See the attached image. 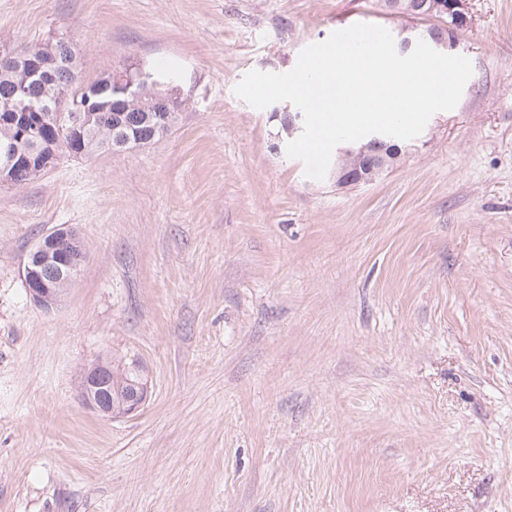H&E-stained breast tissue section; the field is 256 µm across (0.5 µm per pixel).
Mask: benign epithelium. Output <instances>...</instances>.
<instances>
[{
  "instance_id": "7a95c632",
  "label": "benign epithelium",
  "mask_w": 512,
  "mask_h": 512,
  "mask_svg": "<svg viewBox=\"0 0 512 512\" xmlns=\"http://www.w3.org/2000/svg\"><path fill=\"white\" fill-rule=\"evenodd\" d=\"M432 9L448 15V21L443 23L448 29L461 30L470 24L467 0H437ZM401 33L403 37L396 47L400 54L405 55L411 52L414 41L420 39L418 26H404ZM0 62L18 71L24 70L26 81L52 75L51 69L61 62L73 70L77 69L73 55L60 56V49L56 45L49 46L37 58L21 55L15 46H5L0 49ZM17 92L13 101L0 107V122L16 127L19 139L27 140L31 150L20 158L10 146L0 149V182L3 184L9 183L15 166L33 165L41 149L48 148L54 156L55 148L64 139L84 140L85 134L101 123L102 113L112 106L136 109L144 96L152 92L158 103V111L162 112L161 119H167V113L177 112L181 108L178 85L173 81H164L142 67L124 68L84 85L82 99L74 105L62 96L49 100L31 98L26 94L23 83L18 86ZM63 112H73L76 116L64 137L61 136L57 120V116ZM387 148L392 152H401L393 137L372 134L368 136V142L342 151L340 164L334 173L336 185L349 186L372 181L377 169L366 170L365 159ZM83 260L84 253L78 237L64 228H56L42 236L27 254L21 269L30 298L43 307H51L59 296V289L55 285L62 281L72 282ZM47 266L54 269L55 279L52 281L42 275L41 269ZM111 379L112 369L103 364L85 371L81 384L82 401L94 410L110 416L132 414L147 402L149 386L140 383L130 393L121 411L115 412L112 407Z\"/></svg>"
}]
</instances>
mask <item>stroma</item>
<instances>
[{
    "label": "stroma",
    "instance_id": "stroma-1",
    "mask_svg": "<svg viewBox=\"0 0 512 512\" xmlns=\"http://www.w3.org/2000/svg\"><path fill=\"white\" fill-rule=\"evenodd\" d=\"M473 74L373 182L306 178L233 92L380 0H0V45L63 36L87 81L174 70L146 146L0 186V512H512V0H468ZM86 258L51 308L21 268ZM138 359L135 415L85 369ZM66 245V249H62ZM84 260L82 246L77 236L69 234L64 227L55 228L42 236L27 254L21 273L30 298L40 306L49 308L57 300L59 282L71 283ZM44 274L54 280L45 279ZM103 363L111 365L112 369L100 364L84 372L81 384L82 401L94 410L110 416H126L139 410L147 402L149 395L148 382L141 383L146 380L143 366L134 359L114 357L112 363ZM133 383L140 384L127 398ZM112 406L117 412L121 410L120 413L117 414Z\"/></svg>",
    "mask_w": 512,
    "mask_h": 512
}]
</instances>
